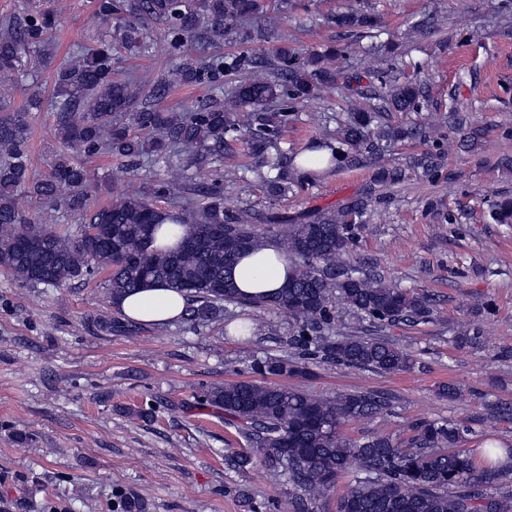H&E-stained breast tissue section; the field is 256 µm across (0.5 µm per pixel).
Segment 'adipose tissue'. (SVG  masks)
Listing matches in <instances>:
<instances>
[{
	"label": "adipose tissue",
	"mask_w": 512,
	"mask_h": 512,
	"mask_svg": "<svg viewBox=\"0 0 512 512\" xmlns=\"http://www.w3.org/2000/svg\"><path fill=\"white\" fill-rule=\"evenodd\" d=\"M239 291L248 296H268L288 279V261L273 245L243 257L232 271ZM187 304L183 292L155 286L126 295L116 305L126 319L159 327L179 318Z\"/></svg>",
	"instance_id": "1"
}]
</instances>
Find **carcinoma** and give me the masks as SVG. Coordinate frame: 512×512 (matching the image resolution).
I'll return each mask as SVG.
<instances>
[{"mask_svg": "<svg viewBox=\"0 0 512 512\" xmlns=\"http://www.w3.org/2000/svg\"><path fill=\"white\" fill-rule=\"evenodd\" d=\"M295 0H97L100 24L129 14L162 26L163 51L175 61L173 81L146 84L114 73L118 48L139 56L154 43L139 23L127 21L112 36L90 49H79L59 63L50 38L58 21L53 10H29L0 23V268L19 282L59 288L108 273L111 300L154 285H171L188 293L185 323L203 326L224 320L230 305L276 309L294 321L287 345L296 358H270L253 372L271 376L307 373L320 359L379 374L411 370L410 356L383 336L347 330L334 310L341 298L359 320L372 326L416 325L432 320L431 300L397 288L377 274L355 275L343 259L359 225L386 196L373 186L336 209L318 210L288 219L255 206L224 208L221 183L224 149L247 136L252 166L247 175L266 185L268 197H282L299 174L300 165L331 168L356 164L364 155L379 158L396 141L433 143L414 159L428 180H438L444 156L431 125L394 127V112L429 109L426 83L403 77L392 65L362 75L331 67L347 56L350 39L378 27V16L349 7L330 18L337 43L323 52L304 55L283 43L271 56L256 52L255 36L280 40L276 9L286 18ZM235 23L237 49L201 59L188 49L197 37L212 45L224 42V30ZM54 68V139L58 149L51 171L34 178L30 168L29 114L40 112L43 99L30 97L13 107L12 90L22 77L40 68ZM350 96L337 119L336 137L315 138L291 154H271L282 130L298 120L311 99L336 87L339 78ZM230 80L225 102L208 99L175 112L160 105L171 83H210L219 88ZM466 119L448 103V127L465 131L475 143L480 129L464 130ZM100 153L124 160L131 171L147 163L164 164L169 178L158 188L133 190L89 211L90 172L86 159ZM209 168L214 179L197 182ZM404 181L401 168H383L377 182L395 186ZM176 191L187 200L180 211H167L155 197ZM27 198L42 207H64L78 224H47L20 207ZM490 224H512V198L488 202ZM178 238L175 247H154L164 221ZM266 224L261 233L256 225ZM270 243L288 256L286 284L273 295L245 297L230 278L243 252ZM202 404L224 410L238 430L260 448L262 464L285 477L292 491L290 512H315L348 478L345 494L336 497L334 512H512V493L500 490L512 479V447H489L495 464L478 468L470 451L473 431L464 422L421 421L406 438L373 434L352 440L342 427L386 413L389 403L363 391L316 395L272 382L228 381L203 392Z\"/></svg>", "mask_w": 512, "mask_h": 512, "instance_id": "carcinoma-1", "label": "carcinoma"}]
</instances>
